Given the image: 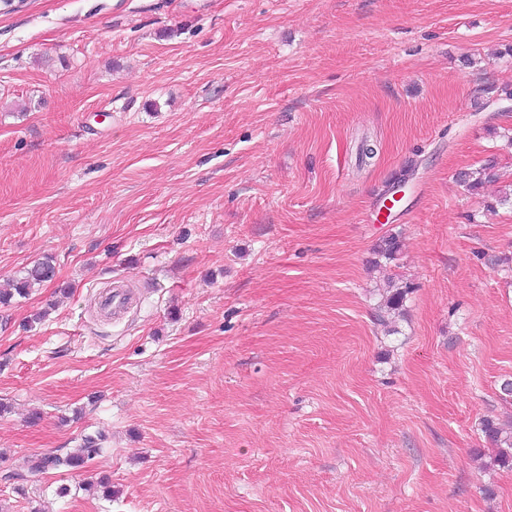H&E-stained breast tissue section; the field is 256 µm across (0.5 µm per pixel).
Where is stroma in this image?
I'll return each instance as SVG.
<instances>
[{"instance_id":"stroma-1","label":"stroma","mask_w":512,"mask_h":512,"mask_svg":"<svg viewBox=\"0 0 512 512\" xmlns=\"http://www.w3.org/2000/svg\"><path fill=\"white\" fill-rule=\"evenodd\" d=\"M511 190L512 0H0V512H512ZM55 277V268L49 262H41L27 268L12 283L9 291L0 290V304H9L14 295L23 297L29 288L51 281ZM13 290V291H12ZM481 431L493 447L492 462L498 466L512 468V431H505L491 418L482 421ZM106 439L107 437L102 433L84 435L79 454H49L34 457L30 460L25 473L8 472L4 474V480L34 482L49 470L72 471L81 469L102 451V444Z\"/></svg>"}]
</instances>
